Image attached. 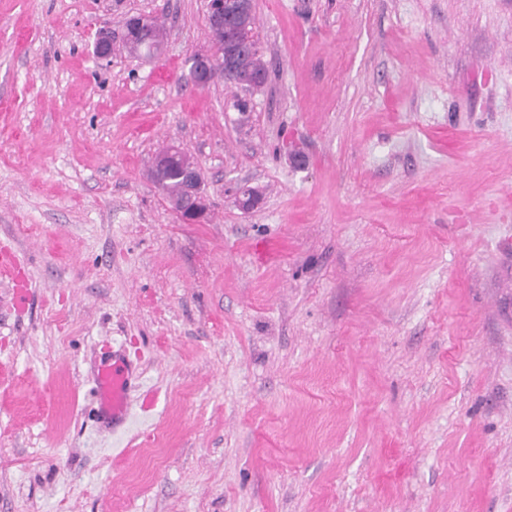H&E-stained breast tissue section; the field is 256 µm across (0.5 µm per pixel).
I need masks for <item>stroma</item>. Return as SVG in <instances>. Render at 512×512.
I'll use <instances>...</instances> for the list:
<instances>
[{
	"label": "stroma",
	"instance_id": "stroma-1",
	"mask_svg": "<svg viewBox=\"0 0 512 512\" xmlns=\"http://www.w3.org/2000/svg\"><path fill=\"white\" fill-rule=\"evenodd\" d=\"M253 11L264 84L196 86L208 0H0V512H512V0ZM170 164L178 167L180 179L174 166L168 167ZM155 166L164 167L153 168L151 177L166 192L170 202L180 199L183 183V200L173 205L179 219L184 224L203 223L208 213V203L202 191L203 175L198 166L193 161H187L177 147H171L167 154L159 156ZM9 279L14 285V304L18 309L25 307L28 300V289L20 277L18 264L10 250H2L0 253V279ZM131 372L128 365L114 355L112 363L103 362L98 368L95 392L99 408L112 411V433L123 425L129 415L128 391Z\"/></svg>",
	"mask_w": 512,
	"mask_h": 512
}]
</instances>
